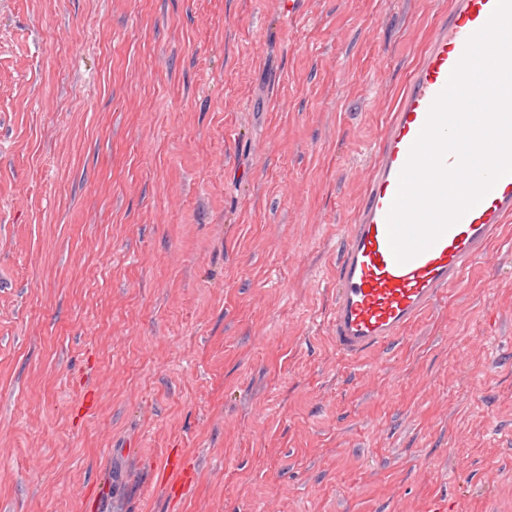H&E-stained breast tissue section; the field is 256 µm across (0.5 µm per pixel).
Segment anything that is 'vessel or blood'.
<instances>
[{
  "label": "vessel or blood",
  "mask_w": 512,
  "mask_h": 512,
  "mask_svg": "<svg viewBox=\"0 0 512 512\" xmlns=\"http://www.w3.org/2000/svg\"><path fill=\"white\" fill-rule=\"evenodd\" d=\"M496 6L497 0H449L385 125L336 271L333 340L343 355L354 357L400 336L459 280L470 262L487 255L503 226L512 222L509 174L405 262L396 261L388 237L387 218L411 149L469 39L486 26Z\"/></svg>",
  "instance_id": "vessel-or-blood-1"
}]
</instances>
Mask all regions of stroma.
I'll return each mask as SVG.
<instances>
[{
    "label": "stroma",
    "mask_w": 512,
    "mask_h": 512,
    "mask_svg": "<svg viewBox=\"0 0 512 512\" xmlns=\"http://www.w3.org/2000/svg\"><path fill=\"white\" fill-rule=\"evenodd\" d=\"M437 13L0 0V512H512V223L398 338H330Z\"/></svg>",
    "instance_id": "stroma-1"
}]
</instances>
